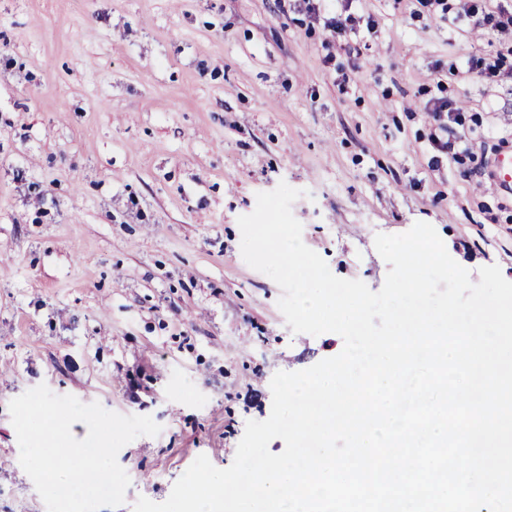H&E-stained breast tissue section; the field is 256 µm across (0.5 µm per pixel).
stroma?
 <instances>
[{
	"label": "stroma",
	"mask_w": 512,
	"mask_h": 512,
	"mask_svg": "<svg viewBox=\"0 0 512 512\" xmlns=\"http://www.w3.org/2000/svg\"><path fill=\"white\" fill-rule=\"evenodd\" d=\"M450 0H352L332 38L297 0H0V512H47L8 405L44 384L159 435L118 453L165 501L198 455L229 467L270 381L339 354L293 333L281 288L241 254L237 219L279 182L304 243L380 290L377 234L432 224L470 273L512 281V32ZM461 107L440 129L434 100ZM448 151H439L437 141ZM505 66L504 56L500 53L487 54L484 57H478L472 60V71L476 70L480 77L489 82L496 81L501 76Z\"/></svg>",
	"instance_id": "1"
}]
</instances>
